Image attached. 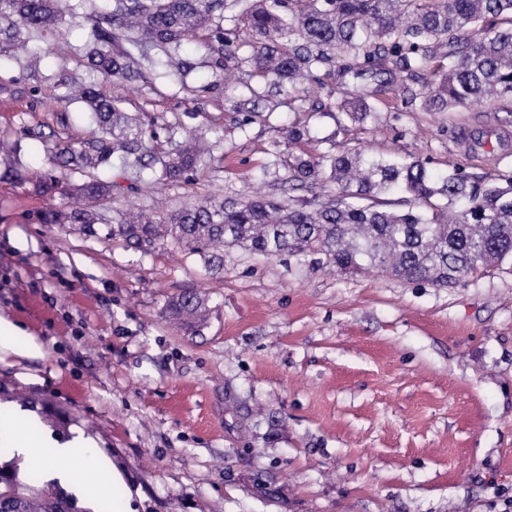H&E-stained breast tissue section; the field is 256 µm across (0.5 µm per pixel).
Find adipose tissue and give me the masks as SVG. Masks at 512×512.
<instances>
[{"mask_svg":"<svg viewBox=\"0 0 512 512\" xmlns=\"http://www.w3.org/2000/svg\"><path fill=\"white\" fill-rule=\"evenodd\" d=\"M43 346L36 337H24L22 329L8 316L0 315V359L23 361L42 355ZM45 436L0 427V444L10 445L27 462L36 466L47 479L72 485L87 499L104 493L112 495V512H125V488L119 472L109 470L104 460L94 452L90 439L78 435L44 453Z\"/></svg>","mask_w":512,"mask_h":512,"instance_id":"ef3b65f1","label":"adipose tissue"}]
</instances>
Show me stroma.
I'll list each match as a JSON object with an SVG mask.
<instances>
[{"label":"stroma","instance_id":"1","mask_svg":"<svg viewBox=\"0 0 512 512\" xmlns=\"http://www.w3.org/2000/svg\"><path fill=\"white\" fill-rule=\"evenodd\" d=\"M89 31L67 20L0 57V155L16 157L0 165V314L44 346L0 361V419L23 411L21 391L55 439L92 438L133 512H512V266L438 288L229 249L219 278L173 242L142 251L112 239L108 208L94 236L28 221L47 199L23 173L43 165L54 136L90 131L44 95L64 78L95 80ZM185 53L197 67L183 86L97 82L125 111L148 113L158 141L181 118L215 128L219 159L187 180L123 181L118 203L278 195V174L263 167L296 121L309 124L312 154L330 138L440 172L512 173V100L404 112L399 76L376 126L341 130L333 115L283 103L243 130L205 48ZM481 136L488 146L471 148ZM189 290L209 296L196 331L166 314Z\"/></svg>","mask_w":512,"mask_h":512}]
</instances>
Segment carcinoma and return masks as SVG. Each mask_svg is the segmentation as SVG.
<instances>
[{"label":"carcinoma","mask_w":512,"mask_h":512,"mask_svg":"<svg viewBox=\"0 0 512 512\" xmlns=\"http://www.w3.org/2000/svg\"><path fill=\"white\" fill-rule=\"evenodd\" d=\"M234 19L247 39L230 38L223 27L224 0H0V54L22 33L32 39L68 18L91 23L88 68L113 85L147 81V73L186 86L194 66L180 50L205 33L210 67L224 85L256 105L272 89L288 95L293 111L323 89L321 77L336 76L337 125L376 119L370 98L403 74L419 91L403 88L405 106L426 112L468 108L487 98L512 95V0H238ZM62 109L75 102L91 111L94 134L48 149L50 169L29 172L47 195L65 168L80 184L68 206L50 205L29 219L41 224H77L97 235L95 204L112 200L119 185L112 159L123 171L149 183L187 180L213 156L204 131L182 126L176 152L160 156L145 140L144 112H124L95 83L72 81L54 94ZM309 137L305 127H288L284 143L272 145L267 166L282 167L281 195H214L175 210L121 207L113 210L108 235L132 247L171 240L199 255L213 276L224 275V250L295 257L317 269L396 280L426 281L438 288L463 286L485 270L512 262V176L473 174L462 167L434 174L428 162L367 158L356 149L317 155L292 150ZM331 182L335 193L295 199L288 191ZM169 319L181 328L201 327L208 296L188 292L170 299ZM0 512H79L61 490L19 484L0 468Z\"/></svg>","instance_id":"cac0c4a2"}]
</instances>
